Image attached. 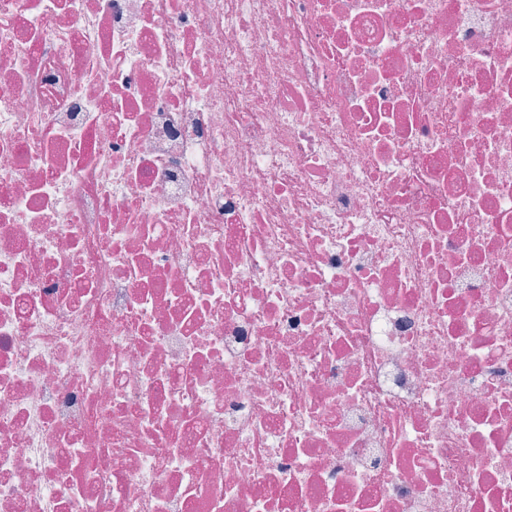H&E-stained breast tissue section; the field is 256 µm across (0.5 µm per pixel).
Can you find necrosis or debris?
<instances>
[{
    "mask_svg": "<svg viewBox=\"0 0 512 512\" xmlns=\"http://www.w3.org/2000/svg\"><path fill=\"white\" fill-rule=\"evenodd\" d=\"M0 512H512V0H0Z\"/></svg>",
    "mask_w": 512,
    "mask_h": 512,
    "instance_id": "4bbe7bcc",
    "label": "necrosis or debris"
}]
</instances>
